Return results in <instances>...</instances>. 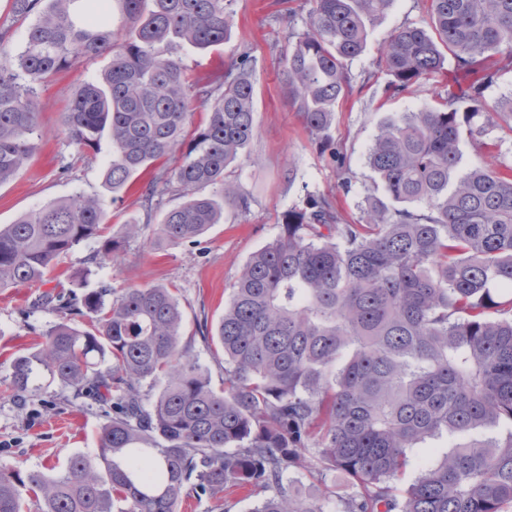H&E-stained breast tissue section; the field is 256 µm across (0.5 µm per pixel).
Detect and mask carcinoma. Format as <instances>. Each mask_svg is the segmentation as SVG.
<instances>
[{
  "instance_id": "cac0c4a2",
  "label": "carcinoma",
  "mask_w": 512,
  "mask_h": 512,
  "mask_svg": "<svg viewBox=\"0 0 512 512\" xmlns=\"http://www.w3.org/2000/svg\"><path fill=\"white\" fill-rule=\"evenodd\" d=\"M428 22L396 28L376 67L394 96L443 72L446 96L383 124L366 164L370 192L344 218L336 199L311 196L283 215L282 232L255 252L231 285L215 330L224 387L180 346L182 311L161 285L112 297L107 284L78 294H39L59 321L7 377L18 398L51 385L89 398L106 417L93 456L71 457L58 476L0 464V512H177L185 497L224 502L246 485L251 512H330L342 473L353 492L340 512H512V166L488 164L496 133L512 132V95L489 103L512 56V0H425ZM392 0H310L306 28L288 27L284 93L329 152L349 189L347 158L331 131L354 92L350 63ZM233 0H8L27 24L14 55L0 32V184L33 156L41 85L104 54L112 61L84 83L64 113L78 149L112 141L105 182L112 202L141 176L145 223L161 197L182 202L159 222L158 242L199 245L224 217V202L249 207L224 180L254 136L251 47L192 79L180 51L224 44ZM205 121L192 120L195 105ZM477 160L463 165L461 141ZM105 210L79 192L0 226V289L51 278L60 258L89 240V257L112 258L139 233L102 238ZM493 427L505 434L426 456L405 489L411 455L436 435ZM316 471L319 499L287 475ZM493 59L499 61V66L502 67V70L499 73L497 83L486 92V98L489 102H493L512 92V63L510 58H508L506 53H503L494 55Z\"/></svg>"
}]
</instances>
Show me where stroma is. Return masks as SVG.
<instances>
[{"label": "stroma", "mask_w": 512, "mask_h": 512, "mask_svg": "<svg viewBox=\"0 0 512 512\" xmlns=\"http://www.w3.org/2000/svg\"><path fill=\"white\" fill-rule=\"evenodd\" d=\"M232 8L234 23L223 45L208 52L188 46L181 56L190 70L203 74L220 62L233 61L242 44L253 48L255 133L246 151L224 173L225 180L248 197V210L225 205L223 223L213 225L198 246L149 248L157 226L145 224L118 258L89 266L85 260L98 245L86 243L60 263L56 280L44 285L48 291L59 284L72 287L73 274L87 267L89 287L105 283L118 295L146 283L173 289L184 315L181 344L208 369L217 388L224 382V354L202 339L199 323L216 322L223 314L230 288L249 257L278 236L284 213L303 206L308 196L333 195L343 216L356 215L358 202L375 187L365 158L380 124L436 104L447 89L445 76L435 74L411 92L383 97L388 77L374 66L379 47L393 29L423 23L427 17L424 0H393L386 14L371 25L364 53L352 62L356 89L336 112L332 137L347 154L352 177L350 190H343L329 155L304 128L281 90L286 35L289 27L304 28L308 4L234 0ZM109 64L106 56L77 64L41 87L42 140L22 170L0 184V224L13 223L30 210L80 191L106 202L110 233H122L125 224L140 218L137 190H130L120 205L111 203L112 191L104 180L111 142L104 138L97 148L77 151L62 124L70 96ZM36 294L27 286L0 290V381L8 377L12 358L34 350L42 332L58 320L52 311L30 309ZM104 421L97 408L74 399L71 390L58 385L40 401L19 399L0 389V464L49 475L63 473L71 457L95 455Z\"/></svg>", "instance_id": "35a3bbf8"}]
</instances>
